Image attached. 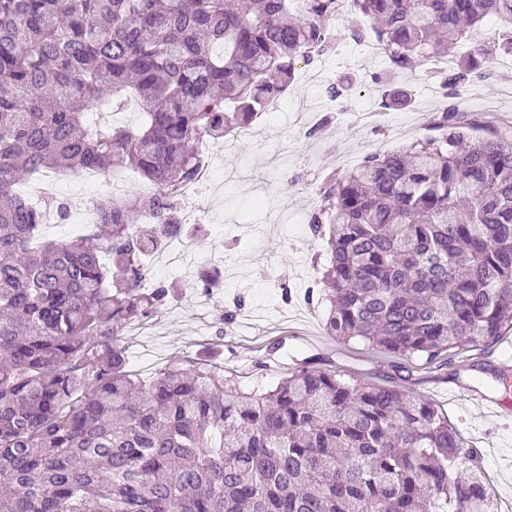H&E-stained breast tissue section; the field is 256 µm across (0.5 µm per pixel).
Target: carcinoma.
<instances>
[{
    "instance_id": "cac0c4a2",
    "label": "carcinoma",
    "mask_w": 512,
    "mask_h": 512,
    "mask_svg": "<svg viewBox=\"0 0 512 512\" xmlns=\"http://www.w3.org/2000/svg\"><path fill=\"white\" fill-rule=\"evenodd\" d=\"M293 2L0 0V512H492L477 450L396 385L303 364L242 393L206 363L127 369L118 337L171 295L141 287L144 258L184 231L199 143L265 111L328 48L329 20L358 42L369 23L396 70L471 43L458 66L486 81L512 53V36L479 41L489 19L512 25V0ZM131 96L142 125H93ZM438 125L329 180L309 220L329 252L309 291L326 335L426 364L512 330V142L469 141L448 112ZM127 167L153 193L101 198L88 233L33 247L69 206L16 185ZM194 281L212 292L224 269Z\"/></svg>"
}]
</instances>
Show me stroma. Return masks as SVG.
I'll return each mask as SVG.
<instances>
[{"mask_svg": "<svg viewBox=\"0 0 512 512\" xmlns=\"http://www.w3.org/2000/svg\"><path fill=\"white\" fill-rule=\"evenodd\" d=\"M333 48L297 67L278 108L256 117L251 137L226 150L224 140L200 146L209 177L199 185L193 209H181L192 229L182 267L153 258L155 279L173 283L175 297L163 314L124 336L127 367L141 377L172 362L189 360L221 368L242 391L275 386L298 363L331 369L351 382H387L388 354L359 338L326 336V306L307 303L305 293L319 277L315 260L326 244L309 230V216L327 179L345 173L370 154H390L429 134L441 101L427 98V84L440 74L392 71L387 57L354 42L346 25L330 24ZM402 94L404 104L379 108L384 90ZM462 117L471 134L512 127V94L497 79L471 83ZM55 198L88 209L109 190L145 193L148 182L132 169L88 186L51 177ZM216 263L224 286L210 306L198 303L193 274ZM231 322H223L227 310ZM492 351L453 356L451 364L415 362L409 395L433 404L464 441L477 448L490 477L496 512H512V417L500 419L471 404L479 390L512 399V383L495 379Z\"/></svg>", "mask_w": 512, "mask_h": 512, "instance_id": "stroma-1", "label": "stroma"}]
</instances>
